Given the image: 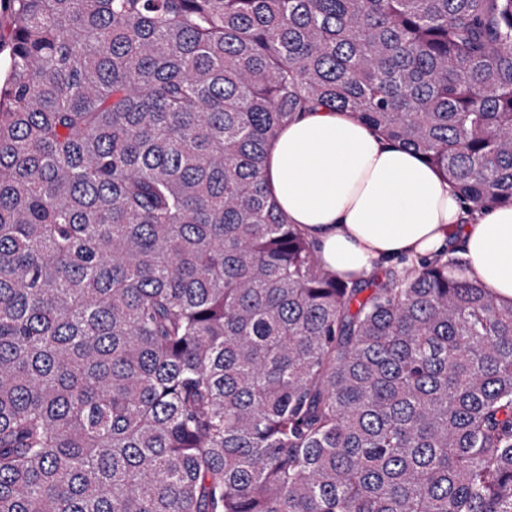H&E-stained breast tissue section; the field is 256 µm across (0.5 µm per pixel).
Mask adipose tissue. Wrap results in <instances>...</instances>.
I'll return each mask as SVG.
<instances>
[{
	"label": "adipose tissue",
	"mask_w": 512,
	"mask_h": 512,
	"mask_svg": "<svg viewBox=\"0 0 512 512\" xmlns=\"http://www.w3.org/2000/svg\"><path fill=\"white\" fill-rule=\"evenodd\" d=\"M265 178L321 265L343 281L451 253L465 278L512 303V206L469 215L451 182L353 114L289 122L269 147Z\"/></svg>",
	"instance_id": "obj_1"
}]
</instances>
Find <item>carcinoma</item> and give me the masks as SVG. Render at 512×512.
I'll use <instances>...</instances> for the list:
<instances>
[{
    "mask_svg": "<svg viewBox=\"0 0 512 512\" xmlns=\"http://www.w3.org/2000/svg\"><path fill=\"white\" fill-rule=\"evenodd\" d=\"M0 2V512H512V304L264 179L325 108L512 206V0Z\"/></svg>",
    "mask_w": 512,
    "mask_h": 512,
    "instance_id": "obj_1",
    "label": "carcinoma"
}]
</instances>
